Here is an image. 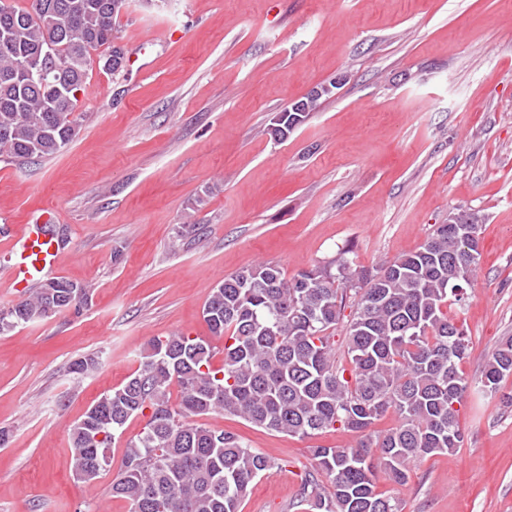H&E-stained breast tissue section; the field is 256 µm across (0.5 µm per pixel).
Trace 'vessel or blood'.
Segmentation results:
<instances>
[{
  "label": "vessel or blood",
  "instance_id": "obj_1",
  "mask_svg": "<svg viewBox=\"0 0 512 512\" xmlns=\"http://www.w3.org/2000/svg\"><path fill=\"white\" fill-rule=\"evenodd\" d=\"M13 252L11 282L14 287L24 289L57 271L61 247L56 238L46 233L44 225L29 224L15 241Z\"/></svg>",
  "mask_w": 512,
  "mask_h": 512
}]
</instances>
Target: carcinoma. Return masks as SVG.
<instances>
[{
  "label": "carcinoma",
  "mask_w": 512,
  "mask_h": 512,
  "mask_svg": "<svg viewBox=\"0 0 512 512\" xmlns=\"http://www.w3.org/2000/svg\"><path fill=\"white\" fill-rule=\"evenodd\" d=\"M0 0V159L25 163L54 155L78 130L74 112L93 63L113 76L125 67L113 21L130 0ZM307 112L282 113L283 129ZM439 224L415 251L379 269L345 258L291 278L270 263L224 277L206 300L211 341L184 334L152 341L125 383L103 394L68 431L73 471L84 482L112 467V442L126 440L111 483L129 512H240L250 484L275 462L241 435L195 418L211 413L300 439L327 430L353 436L347 448L311 449L297 501L304 512H403L376 485V466L404 487L412 466L461 446L459 409L475 385L503 406L512 393V337L502 339L470 380L460 370L471 339L448 308L461 307L478 275L480 217ZM89 289L57 278L0 309V333L73 307ZM350 314H345L346 308ZM343 325V358L335 332ZM179 399L172 400V387ZM392 414L396 423L373 426Z\"/></svg>",
  "instance_id": "obj_1"
}]
</instances>
